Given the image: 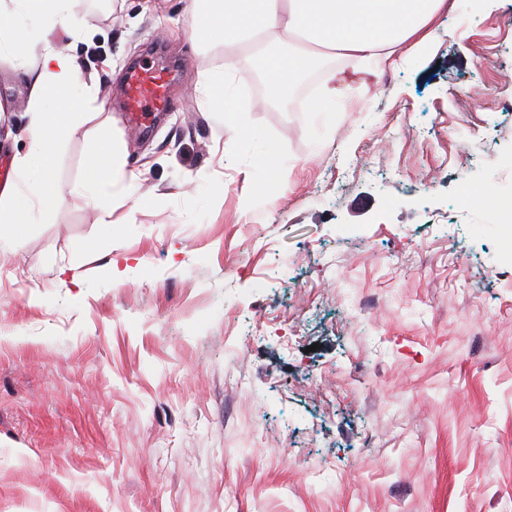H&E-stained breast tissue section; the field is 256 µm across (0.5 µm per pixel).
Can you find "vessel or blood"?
<instances>
[{
    "instance_id": "obj_1",
    "label": "vessel or blood",
    "mask_w": 512,
    "mask_h": 512,
    "mask_svg": "<svg viewBox=\"0 0 512 512\" xmlns=\"http://www.w3.org/2000/svg\"><path fill=\"white\" fill-rule=\"evenodd\" d=\"M171 81L161 69L140 67L128 75L125 107L133 124L140 125L149 115L178 109L179 102L170 93Z\"/></svg>"
}]
</instances>
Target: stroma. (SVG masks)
<instances>
[{
  "label": "stroma",
  "instance_id": "1",
  "mask_svg": "<svg viewBox=\"0 0 512 512\" xmlns=\"http://www.w3.org/2000/svg\"><path fill=\"white\" fill-rule=\"evenodd\" d=\"M69 18L21 49L76 56L98 114L0 257V512H512V0H448L397 67L329 56L277 98L238 54L248 141L197 91L224 50L193 0ZM134 63L182 102L145 129ZM324 87L345 109L312 112ZM29 93L0 61L10 168ZM92 138L138 176L128 223L96 221Z\"/></svg>",
  "mask_w": 512,
  "mask_h": 512
}]
</instances>
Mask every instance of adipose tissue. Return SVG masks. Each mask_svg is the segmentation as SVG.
Listing matches in <instances>:
<instances>
[{"label":"adipose tissue","mask_w":512,"mask_h":512,"mask_svg":"<svg viewBox=\"0 0 512 512\" xmlns=\"http://www.w3.org/2000/svg\"><path fill=\"white\" fill-rule=\"evenodd\" d=\"M9 10L0 8V60H16V48L30 26L53 29L65 23L67 0H12ZM203 24L196 37L202 43L227 49L224 67L208 74L198 89L218 100L224 127L236 136H247L245 114L254 102L244 97L234 80L232 52L258 40L268 51L253 59L262 73L272 76L281 89L294 85L305 71L323 58L343 55L383 63L406 59L432 36L441 23L446 0H197ZM303 42L304 50L294 52L287 45ZM20 67L31 78L28 110L31 114V151L48 153L57 132L77 130L88 112L82 95L68 93L67 87L78 69L75 56L53 46H45L34 62ZM60 87L59 104L48 108L44 89ZM94 161L86 184L97 200L98 221L126 223L116 210L135 190L128 178L119 151L101 143L90 145ZM40 178L26 179L18 190L0 193V241L20 221L33 220L36 212L55 207Z\"/></svg>","instance_id":"ef3b65f1"}]
</instances>
